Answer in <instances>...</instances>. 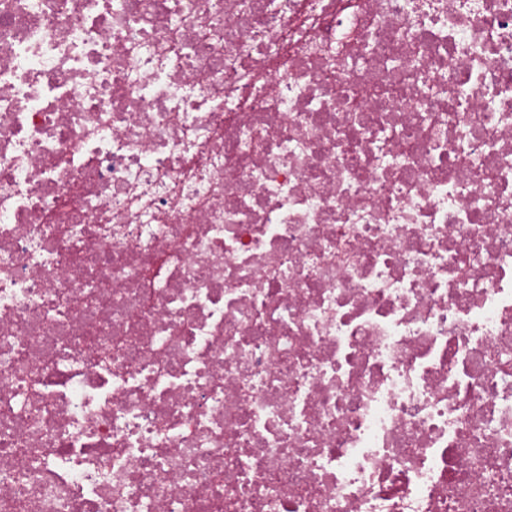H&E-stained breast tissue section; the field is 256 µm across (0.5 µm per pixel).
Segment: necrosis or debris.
<instances>
[{
	"mask_svg": "<svg viewBox=\"0 0 512 512\" xmlns=\"http://www.w3.org/2000/svg\"><path fill=\"white\" fill-rule=\"evenodd\" d=\"M0 512H512V0H0Z\"/></svg>",
	"mask_w": 512,
	"mask_h": 512,
	"instance_id": "obj_1",
	"label": "necrosis or debris"
}]
</instances>
